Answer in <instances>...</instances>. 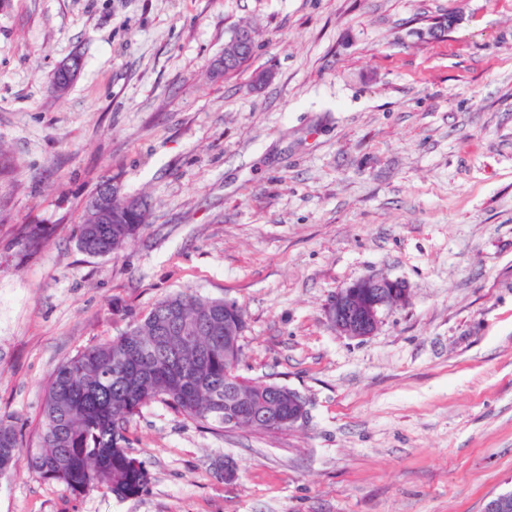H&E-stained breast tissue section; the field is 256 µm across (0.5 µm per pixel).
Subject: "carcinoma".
I'll list each match as a JSON object with an SVG mask.
<instances>
[{
	"label": "carcinoma",
	"instance_id": "1",
	"mask_svg": "<svg viewBox=\"0 0 512 512\" xmlns=\"http://www.w3.org/2000/svg\"><path fill=\"white\" fill-rule=\"evenodd\" d=\"M84 210L77 246L91 256L116 253L148 219L145 210H128L120 196L112 197L103 216L88 205ZM42 240L41 227L25 228L20 252H37ZM241 314L240 306L224 309L221 298L190 294L162 298L143 315L121 312L128 319L124 332L80 349L50 376L37 447L22 448L15 417L0 415V477L23 458L33 471L73 493L106 490L129 497L143 490L147 479L129 452L126 426L150 402L160 400L187 419L222 428L224 391L244 387L288 419L287 402L233 374L239 345L224 344V324ZM173 320L192 341L179 346L160 333Z\"/></svg>",
	"mask_w": 512,
	"mask_h": 512
}]
</instances>
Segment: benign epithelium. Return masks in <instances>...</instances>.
Here are the masks:
<instances>
[{"instance_id": "benign-epithelium-1", "label": "benign epithelium", "mask_w": 512, "mask_h": 512, "mask_svg": "<svg viewBox=\"0 0 512 512\" xmlns=\"http://www.w3.org/2000/svg\"><path fill=\"white\" fill-rule=\"evenodd\" d=\"M255 48V39L248 28L234 29L226 51L213 59L209 72L216 78H222L241 59L248 56ZM80 71L79 58L72 57L59 63L55 69L52 89L67 84ZM408 297L407 289L399 282L379 276L360 278L336 291L325 308V315L330 324L344 336L366 338L373 335L381 323L384 310L401 305ZM240 406H252L248 415H239L229 422L231 427L249 422L253 428L261 431L273 430L283 423L294 427L303 421L307 414L306 399L296 390L288 389V420H283L277 412L259 406L249 395H239ZM484 512H512V493H504L491 498Z\"/></svg>"}]
</instances>
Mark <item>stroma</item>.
<instances>
[{
    "label": "stroma",
    "instance_id": "1",
    "mask_svg": "<svg viewBox=\"0 0 512 512\" xmlns=\"http://www.w3.org/2000/svg\"><path fill=\"white\" fill-rule=\"evenodd\" d=\"M239 26L252 61L212 77ZM0 160V415L23 447L56 367L126 329L114 308L176 292L236 300L239 374L307 401L272 433L151 402L127 425L139 495L21 464L0 512H483L512 492V0H0ZM109 177L149 222L94 257L77 224ZM367 275L408 299L340 335L325 307Z\"/></svg>",
    "mask_w": 512,
    "mask_h": 512
}]
</instances>
